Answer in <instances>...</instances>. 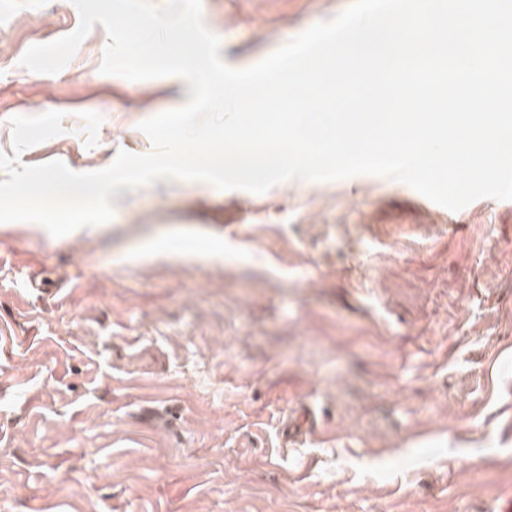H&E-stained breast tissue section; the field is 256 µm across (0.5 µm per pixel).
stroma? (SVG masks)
Listing matches in <instances>:
<instances>
[{"label": "stroma", "instance_id": "35a3bbf8", "mask_svg": "<svg viewBox=\"0 0 512 512\" xmlns=\"http://www.w3.org/2000/svg\"><path fill=\"white\" fill-rule=\"evenodd\" d=\"M353 0H202L234 69ZM71 0L0 8L10 118L63 112L22 163L83 172L151 151L188 84L100 73L95 25L55 74ZM106 224L0 223V512H482L512 483V201L441 223L374 175L262 195L160 180ZM224 242L212 261L147 250Z\"/></svg>", "mask_w": 512, "mask_h": 512}]
</instances>
